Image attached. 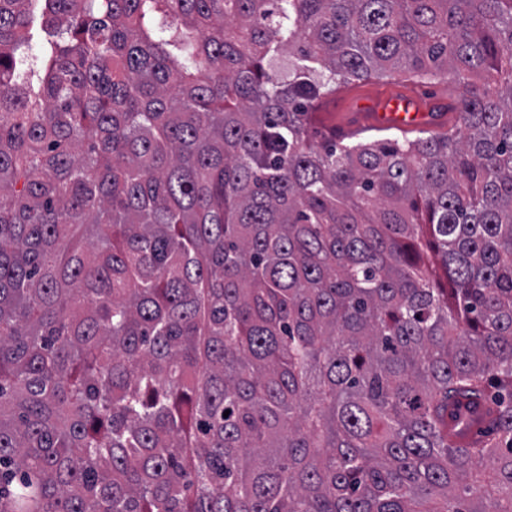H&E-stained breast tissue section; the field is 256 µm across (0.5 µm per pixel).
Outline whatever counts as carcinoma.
<instances>
[{
  "instance_id": "1",
  "label": "carcinoma",
  "mask_w": 512,
  "mask_h": 512,
  "mask_svg": "<svg viewBox=\"0 0 512 512\" xmlns=\"http://www.w3.org/2000/svg\"><path fill=\"white\" fill-rule=\"evenodd\" d=\"M0 512H512V0H0ZM342 89L336 91V97L327 102L325 112L316 114L315 127L322 130L323 125L336 126V140L354 136L345 139L344 143L383 134L378 131L383 128L374 125L369 119L373 111L367 107L387 94L391 95L383 99L374 114L376 124L408 130L406 135L409 138L443 136L457 121L456 112L448 110V104H453L465 91L452 73L432 80H406L400 77L370 79ZM396 92L411 95L421 104L431 102L433 105L429 112L446 115V120L423 125L430 117L429 113L423 112L408 96L392 94Z\"/></svg>"
}]
</instances>
